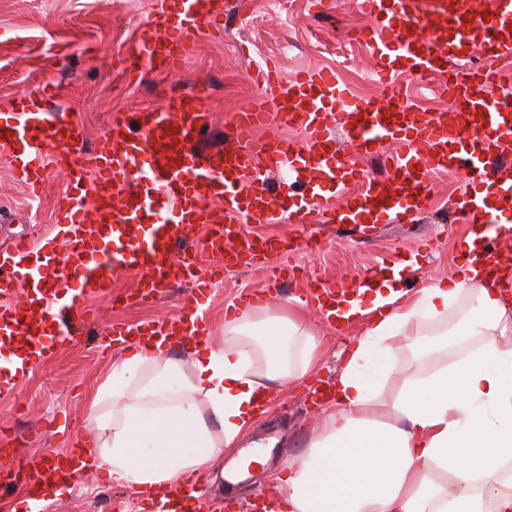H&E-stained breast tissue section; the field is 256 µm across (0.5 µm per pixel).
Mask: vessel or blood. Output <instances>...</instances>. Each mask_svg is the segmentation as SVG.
Returning <instances> with one entry per match:
<instances>
[{
    "label": "vessel or blood",
    "mask_w": 512,
    "mask_h": 512,
    "mask_svg": "<svg viewBox=\"0 0 512 512\" xmlns=\"http://www.w3.org/2000/svg\"><path fill=\"white\" fill-rule=\"evenodd\" d=\"M475 2L364 0L372 24L362 38L375 75L384 83L401 73L446 75L451 106L468 114L459 128L449 126L445 113L399 104L394 90L379 101H354L332 73L288 76L269 59L251 75L261 93L235 113L238 145L226 151L198 148L210 124L197 92L115 114L95 147L82 126L59 118L58 85L15 96L0 111V157L8 159L14 180L31 198L40 197L53 169L66 174L67 188L56 200L50 237L34 246L20 236L0 251V295L19 286L28 290L22 304L0 307V343L19 349L22 368L40 364L95 325L86 303L111 294L119 271L139 274L132 297L140 301L181 277L192 287L176 316L155 325L110 324L114 343L177 337L187 324L205 338V309L225 268L261 263L275 278L300 274L294 266L271 265L282 240L254 241L240 233L235 217L289 225L317 253L321 242L309 227L311 213L329 224H352L360 240H369L379 225L414 223L427 206L430 175L448 166L462 171L465 180L455 212L483 239L480 262L495 268L506 257L500 242L512 239V72L501 67L512 60V0H492L486 14ZM223 16L224 0H156L150 24L163 34L135 40L130 58L136 65L178 66L199 32L220 29ZM477 50L487 64L464 69L463 61ZM273 123L301 129L303 147L259 137V129ZM374 149L382 152L386 176L368 175L357 164ZM299 151L305 159L297 167L293 157ZM488 192L500 203L497 211L487 209ZM211 202L223 206L231 223H211ZM201 224L208 227L206 250L220 259L205 271L192 250ZM344 294L310 281L303 300L332 324L331 311ZM77 472L72 459L57 465L15 459L0 484L23 489L24 512H44L48 496L67 492ZM177 502L189 512H204L199 481L153 498L149 509L172 512Z\"/></svg>",
    "instance_id": "1"
}]
</instances>
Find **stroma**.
<instances>
[{"label": "stroma", "instance_id": "1", "mask_svg": "<svg viewBox=\"0 0 512 512\" xmlns=\"http://www.w3.org/2000/svg\"><path fill=\"white\" fill-rule=\"evenodd\" d=\"M244 0H227L224 32H201L195 51L173 70L143 64L142 74L130 78L125 70L132 42L147 32L153 0H0V108L18 93L38 90L48 82L63 88L59 108L66 119L84 127L90 144H97L108 130L114 111L136 112L156 106L172 93L185 94L206 83L202 107L211 127L203 145L209 149L235 145L230 120L260 94L249 72L259 61L275 58L285 73L315 67L335 73L359 97L381 94L378 82L365 83L360 73L373 61L367 50L349 43L347 32L363 27L368 16L362 0H326L325 11L311 0H280V10L267 13L266 0H251L258 24L248 25L239 8ZM394 86L408 95L423 112H444L448 96L438 76L422 79L399 76ZM427 210L409 227H382L376 240L358 242L349 227L332 224L320 228L323 250L308 256L304 242L282 255L281 263L304 267L306 275L330 285H351L378 260L398 259L409 253L421 236L438 237L432 256L421 260L412 275L411 289H419L454 277L461 263L460 240L468 228L454 220L453 203L463 186L458 173H439L431 178ZM67 188L63 173L50 171L39 203H31L26 190L16 183L7 160L0 158V246L17 234L41 240L53 230V203ZM131 273H117L112 294L96 299L98 322L89 335L61 347L32 372L19 377L12 393L0 396V422L9 427L0 433V448L13 449L17 458L37 460L65 452L81 439L90 423L87 401L110 372L113 359L125 349L113 346L100 352L99 344L111 321L130 323L177 314L185 283L163 289L148 305L122 306L114 295L137 285ZM261 289L268 297L269 314L294 310L302 324L320 342L321 362L317 378L332 382L347 348L363 334L356 324L338 334L313 306L297 302L298 287L275 281L262 270L237 268L225 272L205 325L214 344L224 337L225 308L239 291ZM455 353L433 358L418 357L404 339L393 343L395 372L380 393L391 402L405 377H418L452 363ZM324 416L323 407L311 406L305 393L287 387L276 392L268 414L253 428L252 437L279 440L266 464L250 468L249 477L231 484L219 474L209 475L206 512H221L227 499L250 503L256 494H275L290 458L303 450ZM141 498L134 491L113 485L99 473L82 472L69 499L49 500L46 512H139Z\"/></svg>", "mask_w": 512, "mask_h": 512}]
</instances>
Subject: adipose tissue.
Wrapping results in <instances>:
<instances>
[{
    "label": "adipose tissue",
    "mask_w": 512,
    "mask_h": 512,
    "mask_svg": "<svg viewBox=\"0 0 512 512\" xmlns=\"http://www.w3.org/2000/svg\"><path fill=\"white\" fill-rule=\"evenodd\" d=\"M482 242L464 239L463 276L412 294L402 273L381 275L346 301L342 323L366 329L336 373L332 397L307 448L294 456L267 512H512V294L473 259ZM461 312L455 336L486 342L448 368L405 380L392 420L370 408L390 378L393 342L425 356L443 339H414L420 317ZM165 340L136 343L113 362L92 400L93 430L80 446L114 484L154 493L213 467L265 412L273 389L318 361L314 334L292 313L257 306L224 323V345L196 344L175 357ZM146 382H139V375Z\"/></svg>",
    "instance_id": "ef3b65f1"
}]
</instances>
